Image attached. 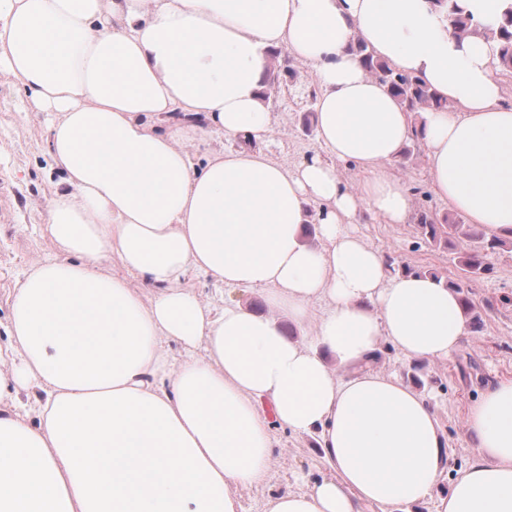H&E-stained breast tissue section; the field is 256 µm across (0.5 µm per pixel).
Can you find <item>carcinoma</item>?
Here are the masks:
<instances>
[{"label": "carcinoma", "instance_id": "1", "mask_svg": "<svg viewBox=\"0 0 512 512\" xmlns=\"http://www.w3.org/2000/svg\"><path fill=\"white\" fill-rule=\"evenodd\" d=\"M437 3L448 7V19L454 30L459 34L469 31L472 16L465 12L461 0H436ZM491 38L498 42L499 59L503 68L512 70V4L501 15L497 31L491 33ZM354 48L362 56L369 72L380 82L389 87L391 93L410 112H418L425 108L439 109L444 104L438 100L429 87L419 78L396 71L387 62L376 58L367 45L358 40ZM417 224L422 233L434 242L443 239L450 240L454 235H468L464 230L465 224L457 217L448 215L439 219L432 212L423 209L417 211ZM507 242L491 239L481 245L457 254L459 268L469 276H479L493 269V258Z\"/></svg>", "mask_w": 512, "mask_h": 512}]
</instances>
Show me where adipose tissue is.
Listing matches in <instances>:
<instances>
[{
    "label": "adipose tissue",
    "mask_w": 512,
    "mask_h": 512,
    "mask_svg": "<svg viewBox=\"0 0 512 512\" xmlns=\"http://www.w3.org/2000/svg\"><path fill=\"white\" fill-rule=\"evenodd\" d=\"M463 3L465 35L436 0H7L0 70L52 113L67 188L47 220L58 253L18 282L0 342V398L40 391L29 414L0 413V512H239L279 428L317 436L331 474L266 512H512V379L470 404L475 459L443 494L434 412L369 368L385 343L435 362L464 337L454 288L391 271L357 231L414 223L394 170L409 144L450 211L512 239V100L487 36L506 0ZM359 39L445 109L407 112ZM281 48L318 82V150L291 167L254 148L274 129L262 91ZM216 133L239 149L194 158ZM309 222L322 247L304 242ZM112 262L121 274L103 273ZM193 271L259 293L266 312L203 300Z\"/></svg>",
    "instance_id": "obj_1"
}]
</instances>
